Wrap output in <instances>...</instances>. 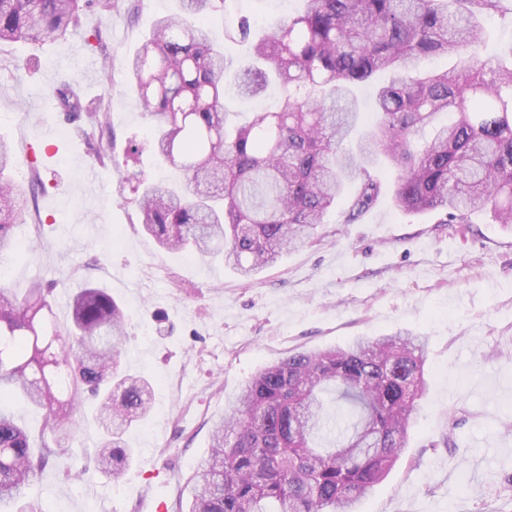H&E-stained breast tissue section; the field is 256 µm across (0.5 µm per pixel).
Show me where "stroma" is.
Listing matches in <instances>:
<instances>
[{"instance_id":"stroma-1","label":"stroma","mask_w":512,"mask_h":512,"mask_svg":"<svg viewBox=\"0 0 512 512\" xmlns=\"http://www.w3.org/2000/svg\"><path fill=\"white\" fill-rule=\"evenodd\" d=\"M301 6L230 0L209 28L239 60L248 50L225 40V16L267 26ZM179 11L180 0H116L110 14L84 11L66 38L0 43V138L16 156L11 179L28 189L37 153L46 185L25 201L15 229L21 252L0 261V287L21 295L41 282L62 327L77 288L107 289L128 321L120 366L146 377L154 397L125 434L136 460L115 478L95 462L103 430L93 400L54 435L43 411L13 399L32 447L55 450L30 498L43 512H185L214 423L259 369L295 349L409 330L428 340V387L399 460L360 512H512V224L486 211L441 224L400 210L384 170L383 192L359 221L345 223L336 210L313 243L254 280L220 260L160 249L141 229L136 190L174 172L153 152L154 120L129 90L126 61L157 17ZM95 29L104 46L94 53L85 37ZM106 57L109 69L83 71V60ZM64 82L85 102L105 100L107 123L58 112ZM101 142L111 160H98Z\"/></svg>"}]
</instances>
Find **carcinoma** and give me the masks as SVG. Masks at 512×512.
<instances>
[{
  "label": "carcinoma",
  "instance_id": "carcinoma-1",
  "mask_svg": "<svg viewBox=\"0 0 512 512\" xmlns=\"http://www.w3.org/2000/svg\"><path fill=\"white\" fill-rule=\"evenodd\" d=\"M181 2L127 61L130 89L157 120L152 149L184 175L181 187L148 184L139 200L143 230L160 248L222 258L250 278L311 243L338 203L347 224L370 210L382 193L372 174L380 158L398 172L396 207L435 212L442 224H468L481 208L512 224V63L481 56V19L512 15L505 0H304L301 13L254 40L244 18L225 28L229 39L252 40L246 64L228 59L205 24L227 0ZM92 6L109 11L112 0H0V42L64 38ZM433 55L456 63L418 72L417 60ZM379 71L390 75L375 95L379 121L347 150L359 119L350 85ZM228 80L243 100L272 82L285 97L239 124L224 106ZM55 99L71 116L107 117L102 101L83 110L69 83ZM13 162L0 141V255L16 251L24 216L21 189L4 176ZM51 314L41 284L21 297L0 288V509L42 512L27 490L45 463L6 400L45 410L56 434L82 393L102 397L97 465L110 475L134 459L124 434L150 411L147 379L120 369L125 314L106 289L77 292L63 333ZM426 357L425 337L399 331L262 368L214 424L188 512H358L404 447ZM329 387L351 422L327 446Z\"/></svg>",
  "mask_w": 512,
  "mask_h": 512
}]
</instances>
